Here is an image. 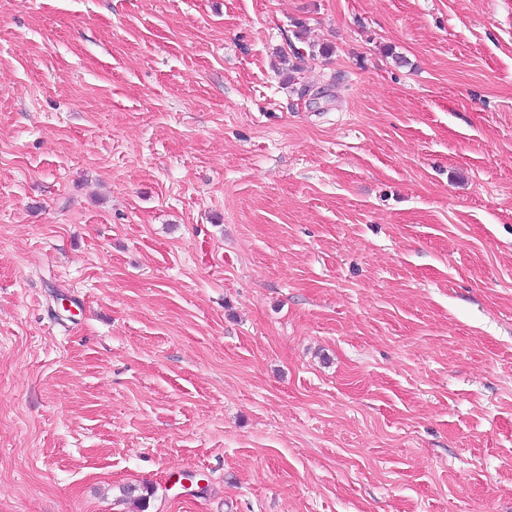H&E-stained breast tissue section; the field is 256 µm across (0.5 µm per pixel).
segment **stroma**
Here are the masks:
<instances>
[{
  "mask_svg": "<svg viewBox=\"0 0 512 512\" xmlns=\"http://www.w3.org/2000/svg\"><path fill=\"white\" fill-rule=\"evenodd\" d=\"M126 485L512 512V0H0V512Z\"/></svg>",
  "mask_w": 512,
  "mask_h": 512,
  "instance_id": "obj_1",
  "label": "stroma"
}]
</instances>
